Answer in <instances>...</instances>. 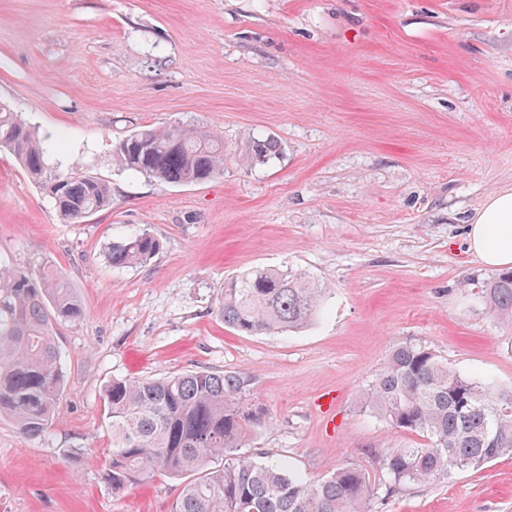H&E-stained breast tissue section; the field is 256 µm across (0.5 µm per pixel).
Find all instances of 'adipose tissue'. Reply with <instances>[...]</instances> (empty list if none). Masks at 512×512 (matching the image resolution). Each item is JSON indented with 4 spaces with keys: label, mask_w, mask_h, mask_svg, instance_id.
<instances>
[{
    "label": "adipose tissue",
    "mask_w": 512,
    "mask_h": 512,
    "mask_svg": "<svg viewBox=\"0 0 512 512\" xmlns=\"http://www.w3.org/2000/svg\"><path fill=\"white\" fill-rule=\"evenodd\" d=\"M467 246L489 268L512 267V188L486 198L469 222Z\"/></svg>",
    "instance_id": "1"
}]
</instances>
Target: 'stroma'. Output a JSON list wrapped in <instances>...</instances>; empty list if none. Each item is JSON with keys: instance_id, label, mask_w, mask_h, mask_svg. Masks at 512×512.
Returning <instances> with one entry per match:
<instances>
[{"instance_id": "35a3bbf8", "label": "stroma", "mask_w": 512, "mask_h": 512, "mask_svg": "<svg viewBox=\"0 0 512 512\" xmlns=\"http://www.w3.org/2000/svg\"><path fill=\"white\" fill-rule=\"evenodd\" d=\"M0 101L46 145L47 174L112 189L69 223L0 154V259L54 268L85 307L56 330L66 385L45 435L0 421V512H172L177 478L112 492L115 378L243 374L266 414L254 455L373 481L382 453L418 440L359 406L393 345L512 387V326L458 288L491 276L467 226L512 187V0H0ZM147 126L223 133V174L181 186L123 169L118 142ZM249 134L281 153L241 165ZM142 232L159 253L112 267L107 246ZM255 267L324 283L325 315L225 327L224 283ZM374 512H512V456Z\"/></svg>"}]
</instances>
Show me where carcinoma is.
Segmentation results:
<instances>
[{
  "label": "carcinoma",
  "instance_id": "1",
  "mask_svg": "<svg viewBox=\"0 0 512 512\" xmlns=\"http://www.w3.org/2000/svg\"><path fill=\"white\" fill-rule=\"evenodd\" d=\"M0 151L42 184L62 219L75 221L112 203L109 184L73 170L45 175V151L29 126L0 102ZM121 163L171 185L205 183L224 171V137L196 127L135 130L117 147ZM280 152L273 137L252 136L245 163L265 164ZM148 232L112 242L115 268L142 265L159 253ZM460 287L488 313L512 325V269ZM326 288L305 272L255 267L224 284L218 312L237 333L263 335L306 326L323 310ZM84 316L81 300L52 271L37 274L0 261V419L21 434L42 436L65 387L57 326ZM250 379L200 370L163 378L114 379L105 389L112 434L108 477L119 494L160 471L185 475L173 512H372L375 501L454 470L481 469L512 454V387L499 388L448 366L430 348L396 344L364 390V411L422 441L392 448L385 480L347 465L312 479L286 462H258L243 452L263 413L250 407Z\"/></svg>",
  "mask_w": 512,
  "mask_h": 512
}]
</instances>
